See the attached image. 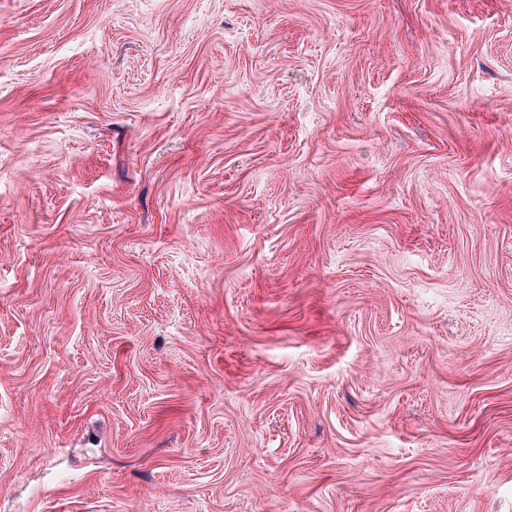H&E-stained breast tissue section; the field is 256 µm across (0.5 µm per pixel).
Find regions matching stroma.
<instances>
[{"label":"stroma","mask_w":512,"mask_h":512,"mask_svg":"<svg viewBox=\"0 0 512 512\" xmlns=\"http://www.w3.org/2000/svg\"><path fill=\"white\" fill-rule=\"evenodd\" d=\"M0 512H512V0H0Z\"/></svg>","instance_id":"obj_1"}]
</instances>
